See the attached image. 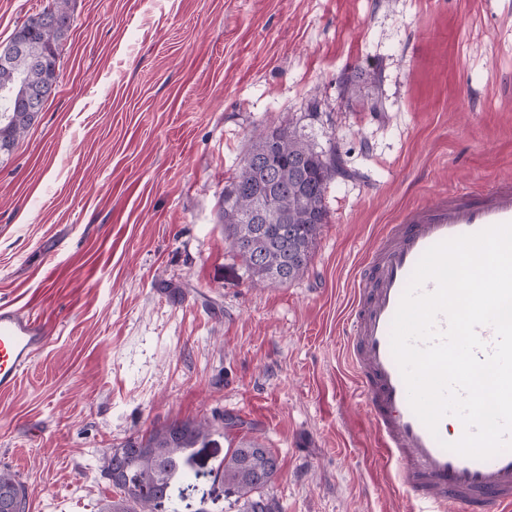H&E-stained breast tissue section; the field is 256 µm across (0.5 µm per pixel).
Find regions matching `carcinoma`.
Listing matches in <instances>:
<instances>
[{"label": "carcinoma", "instance_id": "1", "mask_svg": "<svg viewBox=\"0 0 512 512\" xmlns=\"http://www.w3.org/2000/svg\"><path fill=\"white\" fill-rule=\"evenodd\" d=\"M70 0H47L42 10L16 27L10 41L36 47L35 59L21 56L0 65V160L12 156L18 140L37 121L27 111L35 94H53L61 49L71 29ZM349 171L336 151H316L292 126L279 125L253 135L238 173L224 186L218 222L229 248L256 284L284 285L307 270L327 223L324 196L330 180ZM275 198L260 224L248 221L256 192ZM207 419L173 421L153 427L107 449L101 476L115 497L102 512H154L171 501L175 480L190 477L195 448L212 443ZM280 471L278 457L256 437H243L224 454L219 477L236 496L238 512H282L268 488ZM0 512H28L27 490L18 476L0 468Z\"/></svg>", "mask_w": 512, "mask_h": 512}]
</instances>
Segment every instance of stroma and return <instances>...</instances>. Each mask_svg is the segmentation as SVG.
<instances>
[{
	"instance_id": "obj_1",
	"label": "stroma",
	"mask_w": 512,
	"mask_h": 512,
	"mask_svg": "<svg viewBox=\"0 0 512 512\" xmlns=\"http://www.w3.org/2000/svg\"><path fill=\"white\" fill-rule=\"evenodd\" d=\"M57 88L0 165V305L49 336L0 394L28 512H100L103 452L220 412L172 489L237 512L231 442L280 462L283 512H410L356 406L341 328L404 209L512 178V0H71ZM385 109L348 99L345 80ZM291 123L349 177L306 272L253 286L216 213L251 133Z\"/></svg>"
}]
</instances>
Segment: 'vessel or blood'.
<instances>
[{
	"label": "vessel or blood",
	"instance_id": "vessel-or-blood-1",
	"mask_svg": "<svg viewBox=\"0 0 512 512\" xmlns=\"http://www.w3.org/2000/svg\"><path fill=\"white\" fill-rule=\"evenodd\" d=\"M512 222V179L477 192H449L410 207L386 225L358 270L342 334L354 398L396 487L422 512H512V450L486 460L446 450L464 433L461 420L441 419L430 432L412 411L390 343L391 323L408 280L431 246ZM48 336L38 316L0 308V393L18 385Z\"/></svg>",
	"mask_w": 512,
	"mask_h": 512
}]
</instances>
